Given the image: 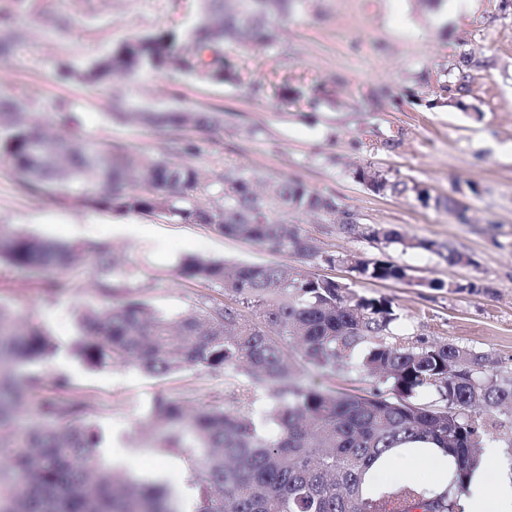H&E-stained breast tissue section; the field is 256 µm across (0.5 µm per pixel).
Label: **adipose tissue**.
I'll use <instances>...</instances> for the list:
<instances>
[{"mask_svg": "<svg viewBox=\"0 0 512 512\" xmlns=\"http://www.w3.org/2000/svg\"><path fill=\"white\" fill-rule=\"evenodd\" d=\"M421 461L431 465V475L425 485L429 492H443L456 477L454 458L434 445L422 442L414 451L404 445L384 454L368 471L366 486L372 491L384 489L381 475L395 470L401 472L403 481L415 480L416 467ZM464 482L466 490L459 499L463 512H512V478L505 476L495 484H488L485 469L480 466L465 477Z\"/></svg>", "mask_w": 512, "mask_h": 512, "instance_id": "ef3b65f1", "label": "adipose tissue"}]
</instances>
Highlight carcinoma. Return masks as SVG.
Masks as SVG:
<instances>
[{
    "instance_id": "obj_1",
    "label": "carcinoma",
    "mask_w": 512,
    "mask_h": 512,
    "mask_svg": "<svg viewBox=\"0 0 512 512\" xmlns=\"http://www.w3.org/2000/svg\"><path fill=\"white\" fill-rule=\"evenodd\" d=\"M208 12L187 40L161 32L128 41L83 74L89 84L110 76L131 78L146 67L206 73L213 82L238 79L224 57V43L252 45L271 36L273 16L288 0H207ZM462 58L448 70L445 90L468 85ZM165 129L174 151H188L187 132L221 122L216 112L141 113ZM68 117L56 115L57 133L14 113L0 112V153L30 196L59 183L82 190L84 201L103 210L161 213L186 224H202L224 237L252 242L298 257L315 271L300 275L286 264H250L187 256L181 281L210 289L204 306L172 319L128 297L130 285L113 263H100L97 288L107 299L84 321L76 351L91 367L135 365L164 377L187 367L231 374L230 386L249 408L188 409L165 396L151 416L164 430L163 447L192 453L201 487L194 512H460L464 477L480 462L477 449L497 443L494 433L512 431V382L500 383L489 360L465 346L407 339L389 342L397 320L386 299L351 298L347 287L317 273L346 262L318 249L288 214L317 213L330 224L350 213L336 199L302 182L278 179L266 194L235 171L199 180L195 167L164 157H135L118 143L99 150L67 135ZM359 169L353 178L372 190L402 194L390 182ZM342 220H336V215ZM75 248L23 230L0 231V265L46 278V294L67 288L57 277L68 269ZM374 280H401L405 270L383 261L358 262ZM295 342L304 362L316 369L360 370L378 377L367 395L323 391L288 370L285 345ZM56 346L38 324L17 325L0 304V512H180L163 484L127 486L97 467L99 435L75 398L48 397L46 423L17 443L10 422L17 407L45 388V380L23 368L54 354ZM435 396L422 404L417 397ZM508 415L509 422L495 417ZM425 440L455 458L457 479L430 494L409 484L371 492L364 476L384 453Z\"/></svg>"
}]
</instances>
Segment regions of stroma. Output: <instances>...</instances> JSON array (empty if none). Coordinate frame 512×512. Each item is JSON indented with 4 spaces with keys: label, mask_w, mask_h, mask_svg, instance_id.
Instances as JSON below:
<instances>
[{
    "label": "stroma",
    "mask_w": 512,
    "mask_h": 512,
    "mask_svg": "<svg viewBox=\"0 0 512 512\" xmlns=\"http://www.w3.org/2000/svg\"><path fill=\"white\" fill-rule=\"evenodd\" d=\"M204 13L203 0H0V17L20 32L0 59V99L23 104L49 120L57 106L78 118L72 133L90 144L118 142L131 153L170 154L160 127L111 118L114 104L147 112L205 111L221 125L190 132V162L204 177L234 170L258 184L295 178L334 196L353 215L345 233L317 215L299 216L302 232L320 249L404 267L402 280H370L336 265L323 273L353 295L385 298L398 316L394 336L448 343L486 355L498 381H512V4L505 0H290L270 43H225L240 79L217 83L192 74L143 69L134 79H81L96 59L125 41L172 30L186 33ZM471 58L464 96L441 85L459 54ZM324 84L316 104L294 102L286 88ZM419 185L423 196L376 192L353 177L357 168ZM456 195L468 222L442 201ZM0 227L24 229L79 246L75 267L62 271L69 287L46 298L44 278L0 268V303L40 324L63 350L33 364L46 380L65 377L100 435L101 467L132 481L169 485L181 512L199 494L187 455L165 451L150 420L157 396L187 407L235 410L241 402L223 371L183 369L151 377L136 366L91 368L77 357L80 319L101 296L95 284L98 245L111 249L130 274L132 296L175 318L196 309L205 290L177 278L186 256L247 263L280 262L279 254L218 235L201 224L161 215L88 206L77 190L65 198L19 191L0 157ZM399 231L404 244L374 236ZM469 262L451 265L448 248ZM482 285L479 293L467 283ZM294 371L313 386L368 394V376L304 364L288 347Z\"/></svg>",
    "instance_id": "stroma-1"
}]
</instances>
